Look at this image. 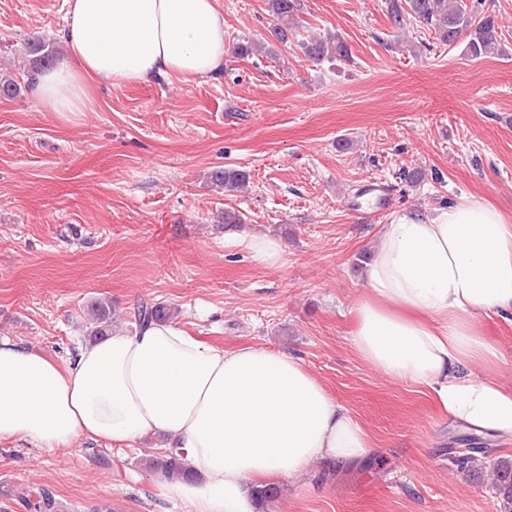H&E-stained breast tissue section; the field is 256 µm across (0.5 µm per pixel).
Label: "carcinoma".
<instances>
[{
  "label": "carcinoma",
  "mask_w": 512,
  "mask_h": 512,
  "mask_svg": "<svg viewBox=\"0 0 512 512\" xmlns=\"http://www.w3.org/2000/svg\"><path fill=\"white\" fill-rule=\"evenodd\" d=\"M277 24L271 34L280 42L288 40V20L299 10V0H268ZM483 0H392L389 16L394 26L401 29L410 18L429 30L436 40L444 45L453 46L461 37L468 38L467 51L474 58H482L495 52L498 43V27L494 16L483 13ZM299 48L311 62L320 63L324 60L350 59L349 45L341 36L333 34L325 39H310L299 42ZM25 55L32 57L36 67L52 66L59 60V50L50 38L33 36L25 42ZM212 181L229 190L246 180L243 171L231 168H219L211 173ZM89 335L97 338L108 333L112 318V305L107 300H96L88 308ZM173 311L159 302L146 304L133 314V323L138 327L158 321L171 319ZM149 467L169 480L191 477V473L182 462V455L168 451L161 457L151 461ZM493 473L496 477L495 487L502 496L504 512H512V462L500 460L494 464ZM35 512H60V505L55 495L43 489L38 493L36 502L24 500Z\"/></svg>",
  "instance_id": "cac0c4a2"
}]
</instances>
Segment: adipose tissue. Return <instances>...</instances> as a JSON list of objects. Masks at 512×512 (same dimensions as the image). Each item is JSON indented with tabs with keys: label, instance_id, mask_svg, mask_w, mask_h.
<instances>
[{
	"label": "adipose tissue",
	"instance_id": "1",
	"mask_svg": "<svg viewBox=\"0 0 512 512\" xmlns=\"http://www.w3.org/2000/svg\"><path fill=\"white\" fill-rule=\"evenodd\" d=\"M67 53L32 94L49 112L85 111L88 83L161 75L207 81L224 69L216 0H67ZM512 313V225L464 198L384 225L354 310L358 355L384 377L428 389L449 416L512 441V388L469 373L497 367L482 314ZM180 449L194 481L167 483L191 512H255L249 489L305 476L315 461L375 454L368 432L288 353L224 350L166 322L79 346L65 369L0 338V439L70 447L148 437Z\"/></svg>",
	"mask_w": 512,
	"mask_h": 512
}]
</instances>
